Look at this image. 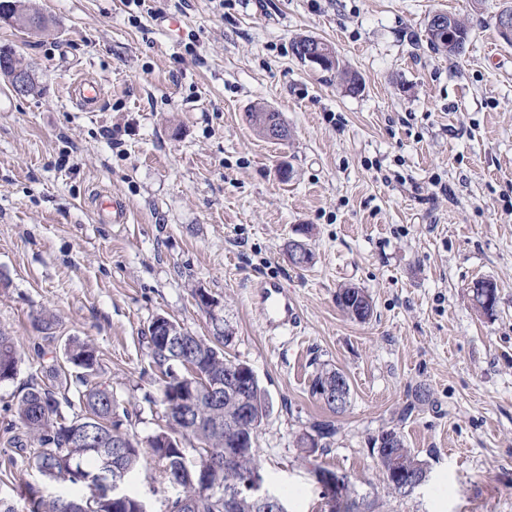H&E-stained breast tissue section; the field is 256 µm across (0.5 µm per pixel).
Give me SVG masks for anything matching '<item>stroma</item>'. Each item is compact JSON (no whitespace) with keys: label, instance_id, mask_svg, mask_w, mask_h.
Listing matches in <instances>:
<instances>
[{"label":"stroma","instance_id":"obj_1","mask_svg":"<svg viewBox=\"0 0 512 512\" xmlns=\"http://www.w3.org/2000/svg\"><path fill=\"white\" fill-rule=\"evenodd\" d=\"M23 2L50 24L0 21V46L37 81L19 96L0 80V329L22 354L0 383V501L25 512L22 486L44 484L7 430L28 382L77 399L69 340L93 343L129 432L158 430L145 333L162 315L209 335L201 289L233 331L228 359L269 397L257 452L289 512H318L320 468L347 474L371 512H512V45L494 23L512 0ZM439 11L470 27L464 56L426 41ZM301 36L332 45L338 70L301 62ZM83 78L103 88L91 111L71 94ZM259 105L281 113L288 141L256 134ZM101 193L126 204L127 223L102 221ZM303 226L300 268L286 245ZM269 278L294 309L277 335L255 306ZM485 278L491 316L472 303ZM348 285L370 295L368 320L337 307ZM322 368L349 379L341 414L311 394ZM419 388L430 397L417 405ZM329 420L330 445L302 452L300 434ZM391 428L429 469L406 497L385 495L372 450ZM128 487L148 512L178 495L153 461Z\"/></svg>","mask_w":512,"mask_h":512}]
</instances>
